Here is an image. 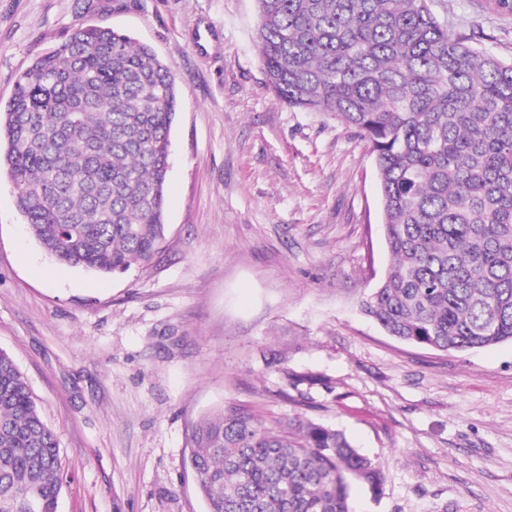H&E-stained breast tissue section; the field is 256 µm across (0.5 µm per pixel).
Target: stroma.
Instances as JSON below:
<instances>
[{
  "label": "stroma",
  "instance_id": "35a3bbf8",
  "mask_svg": "<svg viewBox=\"0 0 512 512\" xmlns=\"http://www.w3.org/2000/svg\"><path fill=\"white\" fill-rule=\"evenodd\" d=\"M451 33L512 61L498 0H434ZM257 0H0V102L79 26L107 24L172 69L166 239L146 266L57 264L0 175V349L54 430L59 512H206L191 435L227 404L301 417L374 459L354 512H512V343L438 351L360 311L388 251L366 142L279 103Z\"/></svg>",
  "mask_w": 512,
  "mask_h": 512
}]
</instances>
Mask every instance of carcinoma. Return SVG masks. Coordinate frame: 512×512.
<instances>
[{"mask_svg":"<svg viewBox=\"0 0 512 512\" xmlns=\"http://www.w3.org/2000/svg\"><path fill=\"white\" fill-rule=\"evenodd\" d=\"M276 99L354 129L374 157L390 264L362 312L441 351L512 342V62L453 34L432 0H258ZM177 96L152 47L80 26L0 104V171L36 242L101 275L146 265L165 236ZM206 512H352L383 477L345 433L268 427L226 405L193 432ZM55 433L0 350V512H58Z\"/></svg>","mask_w":512,"mask_h":512,"instance_id":"obj_1","label":"carcinoma"}]
</instances>
